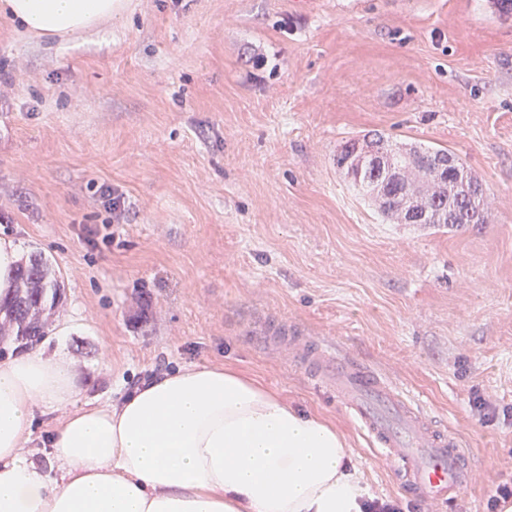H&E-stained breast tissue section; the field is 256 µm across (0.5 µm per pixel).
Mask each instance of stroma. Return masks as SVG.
Wrapping results in <instances>:
<instances>
[{"instance_id": "obj_1", "label": "stroma", "mask_w": 512, "mask_h": 512, "mask_svg": "<svg viewBox=\"0 0 512 512\" xmlns=\"http://www.w3.org/2000/svg\"><path fill=\"white\" fill-rule=\"evenodd\" d=\"M64 41L0 15V237L62 295L38 347L82 399L156 368L256 379L345 438L376 497L413 512L369 439L254 324L341 342L459 431L476 460L452 512L512 482V16L492 0H122ZM380 133L444 148L485 221L397 224L336 155ZM121 198L122 217L100 186Z\"/></svg>"}]
</instances>
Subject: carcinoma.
<instances>
[{
	"label": "carcinoma",
	"instance_id": "obj_1",
	"mask_svg": "<svg viewBox=\"0 0 512 512\" xmlns=\"http://www.w3.org/2000/svg\"><path fill=\"white\" fill-rule=\"evenodd\" d=\"M439 203L450 204L457 210L459 222L453 227L484 222V196L458 193L448 201V194L438 195ZM61 294V282L52 274L45 258L36 255L29 264L19 266L14 276V293L10 301L0 304V342L7 336L16 341L36 344L47 335L41 314L54 306Z\"/></svg>",
	"mask_w": 512,
	"mask_h": 512
}]
</instances>
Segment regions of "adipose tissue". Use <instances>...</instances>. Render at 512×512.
Segmentation results:
<instances>
[{
  "instance_id": "obj_1",
  "label": "adipose tissue",
  "mask_w": 512,
  "mask_h": 512,
  "mask_svg": "<svg viewBox=\"0 0 512 512\" xmlns=\"http://www.w3.org/2000/svg\"><path fill=\"white\" fill-rule=\"evenodd\" d=\"M119 0H0L48 40L96 29ZM65 354L0 360V512H362L368 485L344 437L257 381L183 367L117 406L82 405ZM62 412L45 463L25 445L39 414Z\"/></svg>"
}]
</instances>
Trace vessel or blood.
I'll use <instances>...</instances> for the list:
<instances>
[{
	"label": "vessel or blood",
	"mask_w": 512,
	"mask_h": 512,
	"mask_svg": "<svg viewBox=\"0 0 512 512\" xmlns=\"http://www.w3.org/2000/svg\"><path fill=\"white\" fill-rule=\"evenodd\" d=\"M257 329L268 346L294 348L293 365L346 410L412 504L439 512L457 504L475 465L457 431L339 343L280 323L262 322Z\"/></svg>",
	"instance_id": "b4317fda"
}]
</instances>
